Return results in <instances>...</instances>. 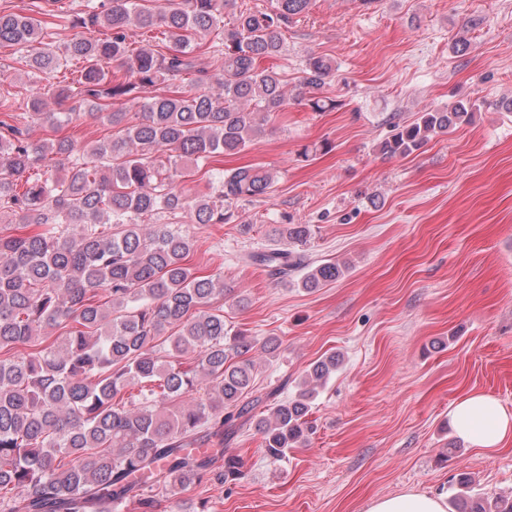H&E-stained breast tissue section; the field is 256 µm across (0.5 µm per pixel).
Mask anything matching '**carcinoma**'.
<instances>
[{"instance_id": "carcinoma-1", "label": "carcinoma", "mask_w": 512, "mask_h": 512, "mask_svg": "<svg viewBox=\"0 0 512 512\" xmlns=\"http://www.w3.org/2000/svg\"><path fill=\"white\" fill-rule=\"evenodd\" d=\"M166 2L86 0L73 24L81 31L57 51L51 27L0 12V46H42L27 60L38 71L83 61L80 93L118 128L93 144L70 136L33 144L11 125L0 133V213L35 227L0 235V512H122L131 501L139 512H166L164 493L243 476L224 441L253 410L254 353L279 343L226 329L224 276L196 275L186 263L194 240L172 224H143L178 213L200 226L228 224L233 204L272 189L275 175L262 166L224 174L195 197L176 177L183 163L245 150L271 113L288 107L282 73L260 64L281 54L283 31L310 0H271L230 27L232 0ZM157 27L168 52L130 48L131 29ZM213 56L222 67L211 68ZM114 62L125 79L112 76ZM334 70L331 59L308 54L295 99L314 112L336 108L322 95ZM186 74L189 87L151 93ZM124 100L137 112L112 110ZM474 107L459 100L395 122L380 152L407 157L469 122ZM48 157L56 172L24 177ZM281 236L289 246L248 260L283 281L305 267L312 229L293 224ZM342 272L322 262L303 287ZM48 328L63 333L41 335ZM335 370L334 355L313 363L295 396L257 419L266 455L279 459L307 441L311 399ZM451 503L456 512H512L511 499L474 496L467 482Z\"/></svg>"}]
</instances>
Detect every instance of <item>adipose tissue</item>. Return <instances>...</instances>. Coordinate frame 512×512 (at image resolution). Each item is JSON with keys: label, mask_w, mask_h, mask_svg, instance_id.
I'll return each instance as SVG.
<instances>
[{"label": "adipose tissue", "mask_w": 512, "mask_h": 512, "mask_svg": "<svg viewBox=\"0 0 512 512\" xmlns=\"http://www.w3.org/2000/svg\"><path fill=\"white\" fill-rule=\"evenodd\" d=\"M448 417L460 440L481 448H498L512 441V411L481 392H471L453 403ZM366 512H448V496L441 493L397 492L376 497Z\"/></svg>", "instance_id": "ef3b65f1"}]
</instances>
